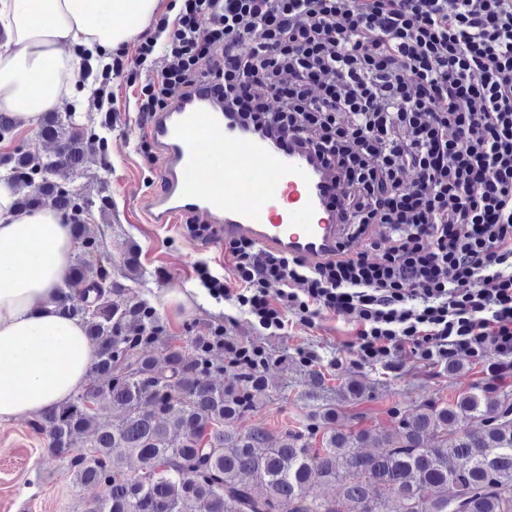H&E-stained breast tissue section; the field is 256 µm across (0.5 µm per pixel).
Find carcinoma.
Listing matches in <instances>:
<instances>
[{"mask_svg": "<svg viewBox=\"0 0 512 512\" xmlns=\"http://www.w3.org/2000/svg\"><path fill=\"white\" fill-rule=\"evenodd\" d=\"M87 133L74 114L56 113L38 135L60 151L15 149L0 157V169L19 210L52 202L77 242L60 310L83 324L97 357L84 388L31 427L51 454L68 459L76 481L109 487L95 512H380L386 497L393 512H512V404L479 386L377 430L336 424L334 407L297 431L240 428L268 389L262 364L242 362L222 382L224 328L178 345L147 301L112 281V258L84 219L87 203L58 181L84 169ZM74 292L82 304L72 303ZM156 348L161 361L151 355ZM317 431L321 447L311 448ZM368 442L387 452L357 451ZM127 455L139 463L134 477ZM315 474L339 484V497L313 492Z\"/></svg>", "mask_w": 512, "mask_h": 512, "instance_id": "obj_1", "label": "carcinoma"}]
</instances>
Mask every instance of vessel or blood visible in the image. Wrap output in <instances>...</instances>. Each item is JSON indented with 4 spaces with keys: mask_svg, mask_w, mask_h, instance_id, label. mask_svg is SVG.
Instances as JSON below:
<instances>
[{
    "mask_svg": "<svg viewBox=\"0 0 512 512\" xmlns=\"http://www.w3.org/2000/svg\"><path fill=\"white\" fill-rule=\"evenodd\" d=\"M148 134L162 161L163 189L147 203L150 223L195 215L261 248L318 262L340 242L330 175L288 139H269L225 112L206 87L155 113ZM216 155L218 166L202 165Z\"/></svg>",
    "mask_w": 512,
    "mask_h": 512,
    "instance_id": "obj_1",
    "label": "vessel or blood"
}]
</instances>
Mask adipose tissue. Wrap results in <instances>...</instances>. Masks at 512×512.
<instances>
[{"mask_svg":"<svg viewBox=\"0 0 512 512\" xmlns=\"http://www.w3.org/2000/svg\"><path fill=\"white\" fill-rule=\"evenodd\" d=\"M158 0H0V109L37 128L57 109L81 60L104 54L149 23ZM0 178V420L35 415L87 381L97 350L59 313L75 242L49 207L16 209Z\"/></svg>","mask_w":512,"mask_h":512,"instance_id":"ef3b65f1","label":"adipose tissue"}]
</instances>
